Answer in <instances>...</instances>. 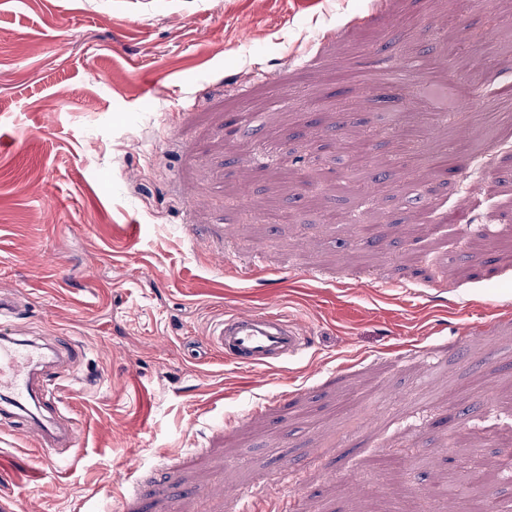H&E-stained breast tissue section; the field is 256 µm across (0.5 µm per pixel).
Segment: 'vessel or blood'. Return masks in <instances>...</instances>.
<instances>
[{
	"mask_svg": "<svg viewBox=\"0 0 512 512\" xmlns=\"http://www.w3.org/2000/svg\"><path fill=\"white\" fill-rule=\"evenodd\" d=\"M212 341L225 361L252 369L287 363L303 345L294 323L267 310L241 311L217 322ZM57 357V351L35 340L0 338V392L8 397L0 406V423L14 421L28 407L55 403L56 386L42 378L40 371L51 367ZM39 440L42 454L54 462L61 458V446H73L75 431L44 423Z\"/></svg>",
	"mask_w": 512,
	"mask_h": 512,
	"instance_id": "1",
	"label": "vessel or blood"
}]
</instances>
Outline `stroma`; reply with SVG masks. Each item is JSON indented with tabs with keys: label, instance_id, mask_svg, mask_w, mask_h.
<instances>
[{
	"label": "stroma",
	"instance_id": "obj_1",
	"mask_svg": "<svg viewBox=\"0 0 512 512\" xmlns=\"http://www.w3.org/2000/svg\"><path fill=\"white\" fill-rule=\"evenodd\" d=\"M502 7L0 0V293L18 301L0 325L68 344L55 383L78 432L56 471L25 424L0 426V503L467 512L426 487L512 435V242L470 247L512 186L473 194L468 223L438 214L512 155V126L488 139L463 100L402 105L390 73L403 49L434 83L490 68L512 93V52L453 51ZM456 137L482 157L426 170ZM249 309L288 315L305 349L225 362L211 327ZM382 454L433 466L373 472Z\"/></svg>",
	"mask_w": 512,
	"mask_h": 512
}]
</instances>
